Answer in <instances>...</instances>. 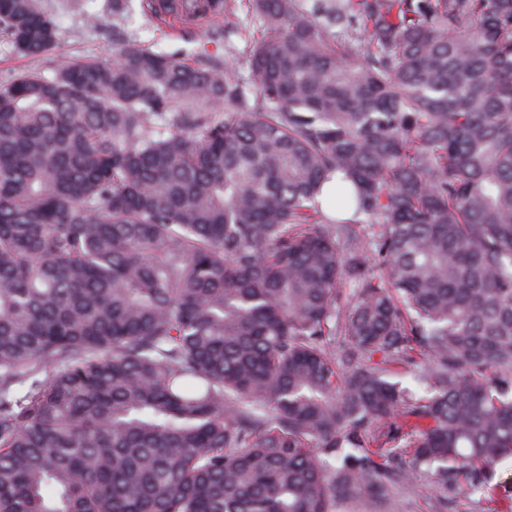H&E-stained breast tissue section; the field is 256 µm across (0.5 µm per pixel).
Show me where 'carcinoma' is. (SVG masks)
<instances>
[{"label": "carcinoma", "mask_w": 512, "mask_h": 512, "mask_svg": "<svg viewBox=\"0 0 512 512\" xmlns=\"http://www.w3.org/2000/svg\"><path fill=\"white\" fill-rule=\"evenodd\" d=\"M247 12L244 69L0 82V512L512 493V0ZM0 33L57 48L38 0Z\"/></svg>", "instance_id": "1"}]
</instances>
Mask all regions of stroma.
<instances>
[{"instance_id": "obj_1", "label": "stroma", "mask_w": 512, "mask_h": 512, "mask_svg": "<svg viewBox=\"0 0 512 512\" xmlns=\"http://www.w3.org/2000/svg\"><path fill=\"white\" fill-rule=\"evenodd\" d=\"M40 3L57 21L58 48L42 56L23 57L0 35V81L23 71L49 76L73 59L91 57L109 61L128 42L191 62L202 60L207 54L221 56L226 51L224 42L216 38L221 25L217 19L186 21L173 29L156 15L138 10L129 21L116 23L112 20V0H95L93 8L103 17L102 25L96 28L86 23L78 0H40ZM434 485L431 472L419 469L410 485L395 488L391 512H512L511 498L490 499L470 493L467 476L453 477L448 489L440 492L435 491Z\"/></svg>"}]
</instances>
